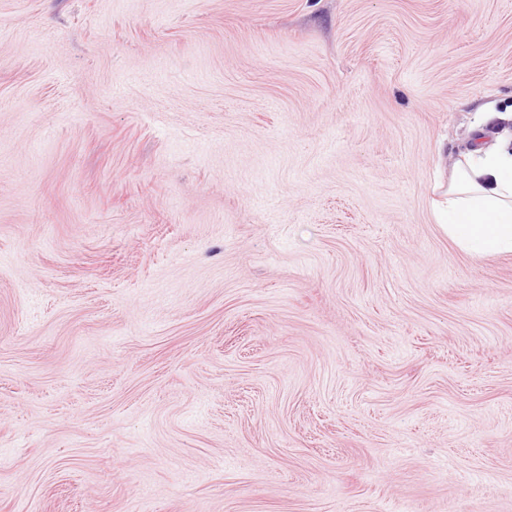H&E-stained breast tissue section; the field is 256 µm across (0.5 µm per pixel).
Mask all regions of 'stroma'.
<instances>
[{"mask_svg":"<svg viewBox=\"0 0 512 512\" xmlns=\"http://www.w3.org/2000/svg\"><path fill=\"white\" fill-rule=\"evenodd\" d=\"M509 106L512 0H0V512H512ZM485 114L472 127V144L460 153L448 181L439 223L463 253L476 260L512 255V149L507 138L482 144Z\"/></svg>","mask_w":512,"mask_h":512,"instance_id":"1","label":"stroma"}]
</instances>
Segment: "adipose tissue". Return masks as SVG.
Here are the masks:
<instances>
[{
  "label": "adipose tissue",
  "mask_w": 512,
  "mask_h": 512,
  "mask_svg": "<svg viewBox=\"0 0 512 512\" xmlns=\"http://www.w3.org/2000/svg\"><path fill=\"white\" fill-rule=\"evenodd\" d=\"M482 123L460 153L448 181L439 223L463 253L483 260L512 255V142L484 146Z\"/></svg>",
  "instance_id": "ef3b65f1"
}]
</instances>
